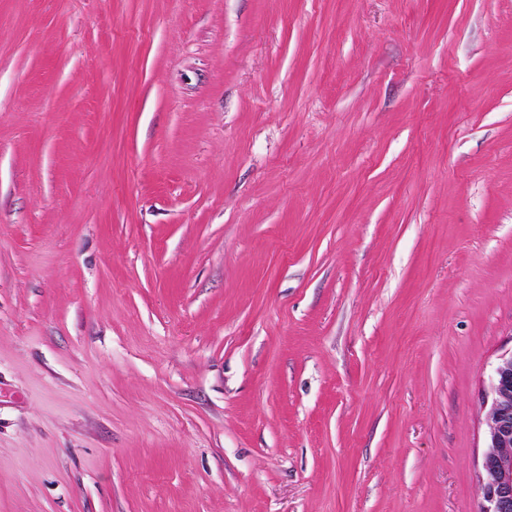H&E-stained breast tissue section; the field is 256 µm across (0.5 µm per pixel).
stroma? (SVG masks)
I'll use <instances>...</instances> for the list:
<instances>
[{
  "mask_svg": "<svg viewBox=\"0 0 512 512\" xmlns=\"http://www.w3.org/2000/svg\"><path fill=\"white\" fill-rule=\"evenodd\" d=\"M512 354V0H0V512H478Z\"/></svg>",
  "mask_w": 512,
  "mask_h": 512,
  "instance_id": "35a3bbf8",
  "label": "stroma"
}]
</instances>
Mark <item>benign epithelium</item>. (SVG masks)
Wrapping results in <instances>:
<instances>
[{"label": "benign epithelium", "instance_id": "obj_1", "mask_svg": "<svg viewBox=\"0 0 512 512\" xmlns=\"http://www.w3.org/2000/svg\"><path fill=\"white\" fill-rule=\"evenodd\" d=\"M488 398L480 512H512V355L496 366Z\"/></svg>", "mask_w": 512, "mask_h": 512}]
</instances>
